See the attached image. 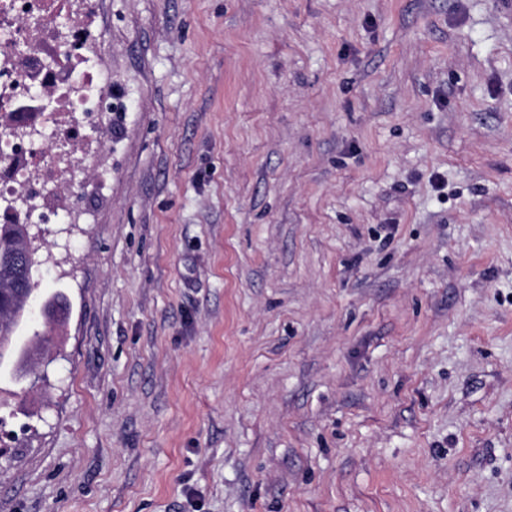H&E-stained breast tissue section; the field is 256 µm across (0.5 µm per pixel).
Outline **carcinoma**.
<instances>
[{"instance_id":"obj_1","label":"carcinoma","mask_w":512,"mask_h":512,"mask_svg":"<svg viewBox=\"0 0 512 512\" xmlns=\"http://www.w3.org/2000/svg\"><path fill=\"white\" fill-rule=\"evenodd\" d=\"M29 237L26 224H0V348L7 354L12 352L17 320L26 309L18 265L29 250Z\"/></svg>"}]
</instances>
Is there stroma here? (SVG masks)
Listing matches in <instances>:
<instances>
[{"instance_id": "35a3bbf8", "label": "stroma", "mask_w": 512, "mask_h": 512, "mask_svg": "<svg viewBox=\"0 0 512 512\" xmlns=\"http://www.w3.org/2000/svg\"><path fill=\"white\" fill-rule=\"evenodd\" d=\"M0 512H512V0H100Z\"/></svg>"}]
</instances>
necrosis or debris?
I'll return each instance as SVG.
<instances>
[{
    "mask_svg": "<svg viewBox=\"0 0 512 512\" xmlns=\"http://www.w3.org/2000/svg\"><path fill=\"white\" fill-rule=\"evenodd\" d=\"M67 0H0V115L19 126L79 149L72 124L81 118L90 124L103 116L102 90L90 66L87 28L100 17V0H82L77 23L62 29L57 21ZM70 115L58 122L57 113ZM0 134V222L31 223L13 201L19 187L27 185L34 156H44L43 184H52L56 168L48 161V145Z\"/></svg>",
    "mask_w": 512,
    "mask_h": 512,
    "instance_id": "necrosis-or-debris-1",
    "label": "necrosis or debris"
}]
</instances>
